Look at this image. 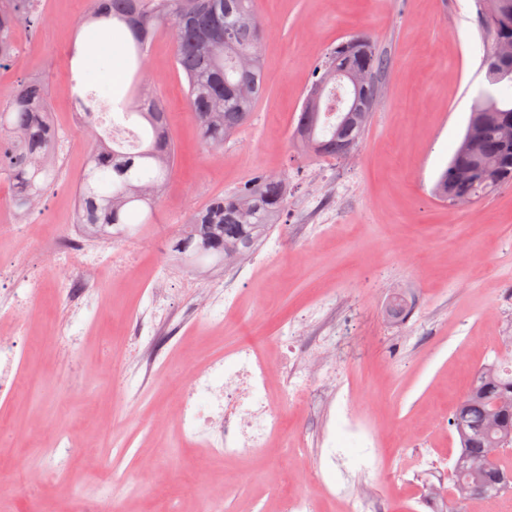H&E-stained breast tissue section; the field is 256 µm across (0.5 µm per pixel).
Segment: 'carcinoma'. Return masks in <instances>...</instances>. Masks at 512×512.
Wrapping results in <instances>:
<instances>
[{
	"mask_svg": "<svg viewBox=\"0 0 512 512\" xmlns=\"http://www.w3.org/2000/svg\"><path fill=\"white\" fill-rule=\"evenodd\" d=\"M482 31L483 61L491 57L497 39L512 41V0H477ZM34 0H0V68L12 62L10 44L16 29L38 19ZM86 23L110 25L127 31L130 61L137 74L145 53L161 27L170 28L176 43V67L186 81L190 115L203 144L224 148V141L247 123L265 89L259 45L262 21L256 0H91ZM232 29L230 42L220 34ZM388 67L387 57L368 39L351 36L338 44L315 74L296 118V145L316 156L342 158L360 142L369 124V101L379 93ZM368 70L375 83L360 95L358 112H325L319 90L341 104L346 94L337 73ZM486 88L474 99L470 112L483 100L496 103L497 115L488 123L469 154L456 148L440 173L433 191L448 202L453 192L474 202L491 197L497 188L512 184V145L501 139L499 125L512 121V68L485 77ZM142 120L134 151L114 142H98L91 150L76 190L74 224L94 240L125 238L151 224L153 208L177 163L169 112L146 82L135 97L112 113V127L132 117ZM61 143L51 120L47 93L37 80L18 83L0 104V178L12 184L10 206L18 220L31 212L53 185L55 158ZM288 182L279 175L256 176L243 188L209 199L182 225L173 245L175 259L197 271L209 269L206 260L224 262V253L247 254L267 236L283 212ZM512 368L499 360L487 362L475 374L460 399L450 425L460 452L448 473L444 512H464L478 499L495 501L496 475L512 473L506 452L512 448ZM499 446L493 463L484 450Z\"/></svg>",
	"mask_w": 512,
	"mask_h": 512,
	"instance_id": "obj_1",
	"label": "carcinoma"
}]
</instances>
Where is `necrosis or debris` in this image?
<instances>
[{
    "label": "necrosis or debris",
    "instance_id": "4bbe7bcc",
    "mask_svg": "<svg viewBox=\"0 0 512 512\" xmlns=\"http://www.w3.org/2000/svg\"><path fill=\"white\" fill-rule=\"evenodd\" d=\"M43 262L65 278L57 302L70 314L69 327L59 329L56 340L73 344L79 339L77 328L100 309L103 294L93 282L94 270L111 262L113 255L92 250L76 235L42 232L39 236ZM165 272H157L155 287L144 289L140 312L128 318L132 336L142 340L144 350H154L169 321L172 307L167 289L161 283ZM0 296L5 307L0 319L24 323L32 298L39 291L34 275L20 276L16 260H0ZM293 403L302 402L313 375L308 367H293L274 375L273 367L254 344L237 343L228 356L216 357L186 380L176 402L174 420L183 439L207 445L215 458L245 457L265 447L270 438L286 429L284 418L269 401L272 382ZM322 466L335 476L331 493L343 500L349 512H390L378 498L359 492L357 475L372 464L370 454L353 458L342 448L335 433L322 437ZM52 459L57 469L81 466L84 473L101 477L102 463L75 447L70 434L57 435Z\"/></svg>",
    "mask_w": 512,
    "mask_h": 512
}]
</instances>
